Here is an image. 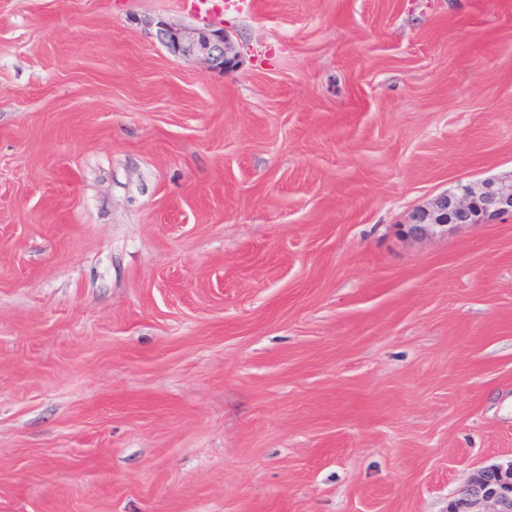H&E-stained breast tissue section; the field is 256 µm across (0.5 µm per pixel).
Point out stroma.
Returning <instances> with one entry per match:
<instances>
[{"label": "stroma", "instance_id": "obj_1", "mask_svg": "<svg viewBox=\"0 0 512 512\" xmlns=\"http://www.w3.org/2000/svg\"><path fill=\"white\" fill-rule=\"evenodd\" d=\"M510 172L512 0H0V512H448L512 220L402 227ZM157 24L160 41L175 54L200 56L209 67L223 73L236 69L238 54L233 52V47L224 29L210 32L198 31L192 35H186L163 21Z\"/></svg>", "mask_w": 512, "mask_h": 512}]
</instances>
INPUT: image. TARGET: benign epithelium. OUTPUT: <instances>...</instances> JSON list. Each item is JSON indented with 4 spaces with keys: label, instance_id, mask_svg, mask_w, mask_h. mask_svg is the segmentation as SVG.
Returning <instances> with one entry per match:
<instances>
[{
    "label": "benign epithelium",
    "instance_id": "1",
    "mask_svg": "<svg viewBox=\"0 0 512 512\" xmlns=\"http://www.w3.org/2000/svg\"><path fill=\"white\" fill-rule=\"evenodd\" d=\"M158 37L172 52L200 56L213 69L228 72L238 65V54L223 30L186 35L160 21ZM505 217L512 218V174L456 185L417 210L404 225V232L410 236L434 235ZM488 504L493 506L490 512H512V463L477 471L461 491V508L453 512H485Z\"/></svg>",
    "mask_w": 512,
    "mask_h": 512
}]
</instances>
